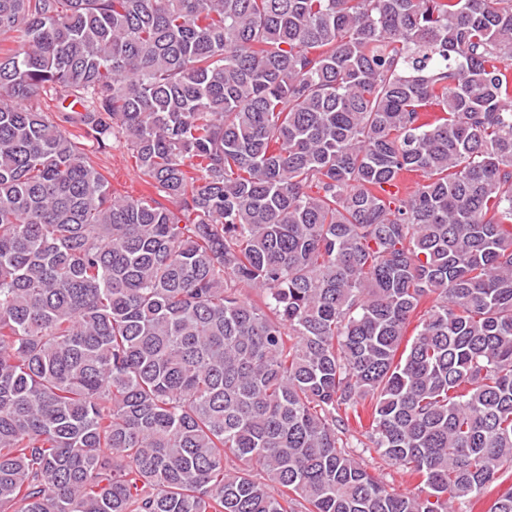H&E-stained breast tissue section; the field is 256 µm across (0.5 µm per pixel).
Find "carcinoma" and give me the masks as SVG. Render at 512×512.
<instances>
[{"instance_id": "carcinoma-1", "label": "carcinoma", "mask_w": 512, "mask_h": 512, "mask_svg": "<svg viewBox=\"0 0 512 512\" xmlns=\"http://www.w3.org/2000/svg\"><path fill=\"white\" fill-rule=\"evenodd\" d=\"M5 41L0 512H512V0H0ZM96 161L117 195L160 199L156 189L147 183L131 166L128 150L123 142H113L112 148L97 153ZM356 454L370 470L374 468L380 470L384 476V481L389 488L399 491L414 490L418 480H413L396 466L386 463L375 448H352Z\"/></svg>"}]
</instances>
